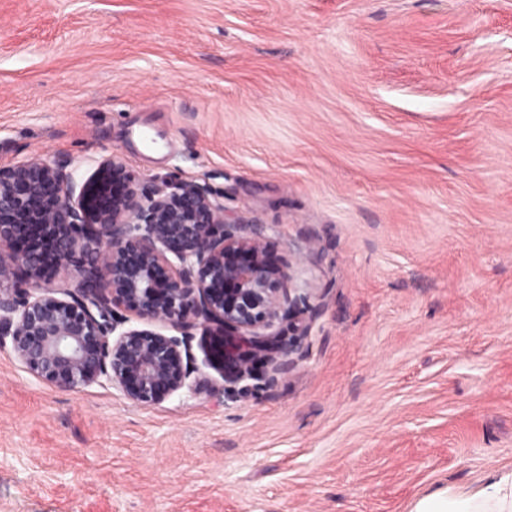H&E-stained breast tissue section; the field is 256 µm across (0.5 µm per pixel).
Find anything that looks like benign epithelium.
I'll return each instance as SVG.
<instances>
[{
  "instance_id": "benign-epithelium-1",
  "label": "benign epithelium",
  "mask_w": 512,
  "mask_h": 512,
  "mask_svg": "<svg viewBox=\"0 0 512 512\" xmlns=\"http://www.w3.org/2000/svg\"><path fill=\"white\" fill-rule=\"evenodd\" d=\"M67 168L41 155L0 166V346L10 339L26 368L58 388L104 376L136 404L186 385L184 337L196 327L224 331V359L234 363L225 381L240 396L295 368L315 310L295 288L292 265L267 263L269 238L178 175L141 185L114 155L76 194ZM115 180L123 194L105 206ZM32 224L57 231L69 280L44 281L36 253L15 248ZM125 313L175 334L119 333Z\"/></svg>"
}]
</instances>
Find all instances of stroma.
<instances>
[{"label": "stroma", "instance_id": "obj_1", "mask_svg": "<svg viewBox=\"0 0 512 512\" xmlns=\"http://www.w3.org/2000/svg\"><path fill=\"white\" fill-rule=\"evenodd\" d=\"M175 173L292 258L296 368L223 331L135 404L0 346V512H411L512 468V0H0V165Z\"/></svg>", "mask_w": 512, "mask_h": 512}]
</instances>
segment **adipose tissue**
Here are the masks:
<instances>
[{"label": "adipose tissue", "mask_w": 512, "mask_h": 512, "mask_svg": "<svg viewBox=\"0 0 512 512\" xmlns=\"http://www.w3.org/2000/svg\"><path fill=\"white\" fill-rule=\"evenodd\" d=\"M412 512H512V470L497 472L473 497L437 488L417 500Z\"/></svg>", "instance_id": "1"}]
</instances>
